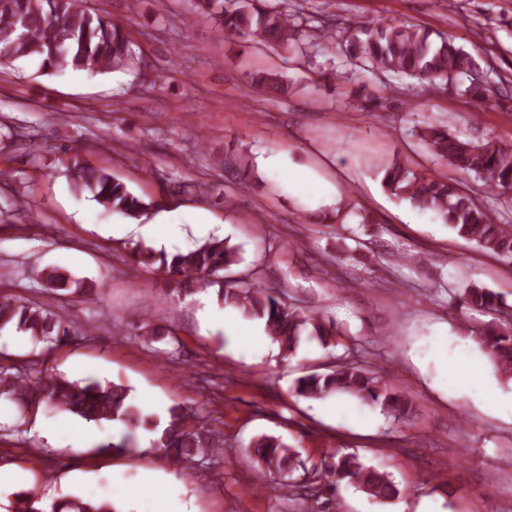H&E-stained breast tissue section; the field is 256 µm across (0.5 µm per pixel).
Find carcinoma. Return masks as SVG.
<instances>
[{
	"instance_id": "obj_1",
	"label": "carcinoma",
	"mask_w": 512,
	"mask_h": 512,
	"mask_svg": "<svg viewBox=\"0 0 512 512\" xmlns=\"http://www.w3.org/2000/svg\"><path fill=\"white\" fill-rule=\"evenodd\" d=\"M289 0H191L194 11L216 22V30L226 41L249 46L270 47L279 55L295 59L306 56L303 35L295 26ZM323 37L336 40V48L349 64L362 70L416 79L429 90H447L465 75L469 84L464 93L478 104L491 99L492 87L481 76L476 60L451 39L417 24L365 22L331 32L322 28ZM34 59L46 74L69 69L90 73L118 72L130 68L134 60L132 41L125 27L96 11L81 6V0H0V66L13 67ZM247 87L262 88L281 95L289 84L273 70L248 73ZM415 135L436 159L480 181L500 196L512 195V143L473 140L448 131L444 125L416 127ZM228 164L240 179L256 176L252 157L243 152L218 165ZM71 186L88 192L100 205L127 218L137 219L153 206L136 195L124 182L103 168L79 160L68 167ZM383 186L391 195L408 200L433 213L459 237L472 241L489 255L512 263V224L479 206L471 194L450 177L418 174L393 162L383 168ZM131 262L163 274L177 296H188L211 286L217 287L224 304L244 316L264 322L267 335L277 343L283 358L292 356L302 337H315L325 347L339 345L345 330L332 319L296 306L286 293L257 288L254 272H227L242 258L229 240L211 237L196 248L169 254L144 243L131 248ZM47 286L55 291L70 290L94 298L92 283L74 280L59 267L42 271ZM462 310L494 314L493 319L470 327V336L488 355L502 376L512 380V304L503 294L478 285L464 289L454 301ZM15 329L34 345L51 350L89 333L73 327L54 311L11 297H0V330ZM296 396L318 399L346 393L380 407L393 421L401 423L411 414L410 400L390 386L385 377L350 356L335 357L325 373L313 372L297 379L292 387ZM20 408L45 404L54 412L69 413L92 424L119 421L137 429L150 427L156 432L152 447L173 465L195 457L207 460L224 453L220 434L197 424L198 415L175 406L163 422L146 412L131 395V388L96 379L70 380L63 374L44 369L16 370L0 366V397ZM247 454L257 468L277 477L276 486L291 495L320 499V479L334 477L356 486L371 500L385 503L400 495L392 476L364 465L352 453L335 452L318 462L306 464L296 449L276 436H261L247 446ZM303 471L310 479L305 485L294 481ZM49 512H117L112 499L68 495L47 504ZM12 512H43L40 501L30 490L15 493Z\"/></svg>"
}]
</instances>
